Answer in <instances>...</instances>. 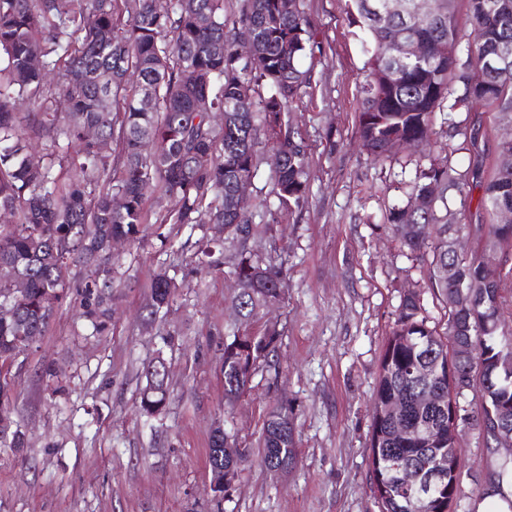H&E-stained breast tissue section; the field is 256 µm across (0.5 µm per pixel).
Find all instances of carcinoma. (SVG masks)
<instances>
[{"label":"carcinoma","instance_id":"cac0c4a2","mask_svg":"<svg viewBox=\"0 0 512 512\" xmlns=\"http://www.w3.org/2000/svg\"><path fill=\"white\" fill-rule=\"evenodd\" d=\"M470 33H462L448 0L414 21L411 35L426 47L421 62L394 65L381 53L389 25L401 18L379 15L383 0H346L349 25L367 57L369 74L359 88L357 135L375 160L404 140L418 154L405 201L385 210L384 223L422 264L433 299L448 317L444 330L429 324L421 293L400 297L391 336L379 360L370 439L371 474L380 512H455L461 463L452 411L471 414L490 456L486 496H505L512 459L490 443L502 409L512 416V333L505 331L504 279L512 274V224L497 212L512 208V167L485 169L478 141L482 123L475 106L512 114V0H462ZM253 29L249 62L239 59L231 29ZM317 24L304 0L288 14L280 0H237L228 16L224 0H0V448L23 444L16 423L3 414L18 355L52 321L67 288L81 289L83 316L93 331L105 324V291L112 287V253L105 242L130 239L147 223L146 191L169 200L162 224H222L224 241L198 245L197 267L218 266L215 254L231 241L236 249L225 274L240 283L232 297L238 319L249 324L285 295L279 270L249 246L268 232L235 205L239 181L253 178L261 155L277 152V209L302 210L309 190L310 148L290 122L311 86ZM508 52V60L481 84L470 70ZM243 96L251 112H234ZM224 114V123L211 117ZM446 118L448 142L433 140L437 114ZM41 145L30 159L27 146ZM149 141L146 152L142 143ZM116 144L117 155L101 149ZM468 164L452 161L457 150ZM480 192L477 210L462 219L450 194ZM123 204L115 206L116 196ZM415 226L408 234L406 228ZM457 234L502 249V268L487 271L478 254L456 253ZM82 268L96 276L78 278ZM490 280L473 304L466 285ZM21 280L26 288L14 291ZM180 288L167 272L150 284V314L169 305ZM465 336L478 350L489 385L465 379L466 364L448 359L452 340ZM277 333L248 335L233 329L224 338V397L245 396L253 376L276 351ZM140 407L154 415L165 406L167 375ZM399 402L400 432L388 407ZM261 462L270 471L296 466L295 428L288 406L269 408ZM210 467L232 469L237 478L251 451L237 446L227 429L211 437ZM439 470L430 497L420 499L414 480Z\"/></svg>","mask_w":512,"mask_h":512}]
</instances>
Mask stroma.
Masks as SVG:
<instances>
[{
	"mask_svg": "<svg viewBox=\"0 0 512 512\" xmlns=\"http://www.w3.org/2000/svg\"><path fill=\"white\" fill-rule=\"evenodd\" d=\"M319 26L312 89L290 118L311 144L302 211L257 213L269 232L253 247L286 280L282 302L253 333L276 326L274 367L250 393L224 399V333L237 322L223 269L197 270L214 224H158L166 202L150 198L151 223L113 255L112 319L95 333L67 289L43 336L14 367L7 411L26 434L19 453H0V512H379L369 466L372 396L400 297L421 290L430 323L445 325L415 261L383 228L385 207L403 202L404 152L373 161L355 134L366 58L350 34L345 0H307ZM160 271L182 281L154 321L144 319ZM163 357L170 397L159 415L139 408L144 368ZM291 409L295 467L253 461L230 500L211 489L209 445L226 420L239 447L258 449L266 410ZM456 512H493L482 495L487 453L476 426L460 437Z\"/></svg>",
	"mask_w": 512,
	"mask_h": 512,
	"instance_id": "obj_1",
	"label": "stroma"
}]
</instances>
